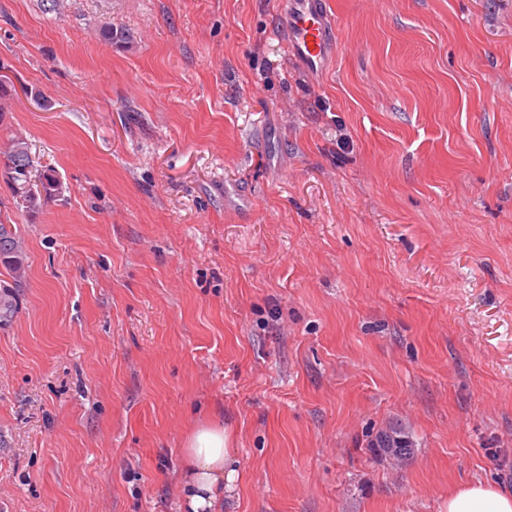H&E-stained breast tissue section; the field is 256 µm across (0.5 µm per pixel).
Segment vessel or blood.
Here are the masks:
<instances>
[{
  "label": "vessel or blood",
  "instance_id": "obj_1",
  "mask_svg": "<svg viewBox=\"0 0 512 512\" xmlns=\"http://www.w3.org/2000/svg\"><path fill=\"white\" fill-rule=\"evenodd\" d=\"M279 32L290 58L309 74L325 72L336 52L329 0H284Z\"/></svg>",
  "mask_w": 512,
  "mask_h": 512
}]
</instances>
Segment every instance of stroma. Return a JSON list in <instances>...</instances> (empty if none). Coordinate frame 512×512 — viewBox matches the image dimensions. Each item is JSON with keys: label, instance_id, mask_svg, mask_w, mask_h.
<instances>
[{"label": "stroma", "instance_id": "obj_1", "mask_svg": "<svg viewBox=\"0 0 512 512\" xmlns=\"http://www.w3.org/2000/svg\"><path fill=\"white\" fill-rule=\"evenodd\" d=\"M0 0V146L62 192L0 218V512H183L220 416L226 512H446L512 481V0ZM119 33L108 41L104 29ZM394 425L404 462L371 441ZM279 32L290 58L308 74L325 72L336 52V20L328 0H285ZM28 267L24 240L13 224H6L0 218V277L4 276L10 281L0 279V323L10 321L16 313L17 295L14 288H24ZM232 435L224 421L198 424L184 440L181 493L188 512H223L239 478Z\"/></svg>", "mask_w": 512, "mask_h": 512}]
</instances>
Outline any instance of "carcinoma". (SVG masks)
<instances>
[{
    "instance_id": "cac0c4a2",
    "label": "carcinoma",
    "mask_w": 512,
    "mask_h": 512,
    "mask_svg": "<svg viewBox=\"0 0 512 512\" xmlns=\"http://www.w3.org/2000/svg\"><path fill=\"white\" fill-rule=\"evenodd\" d=\"M3 158L0 178L8 185L16 208L35 213L42 200L60 193L61 183L51 169L40 173V188L34 187L32 176L36 164L25 138L17 135L10 138ZM27 271L24 240L13 225L0 220V277L9 279L6 284L0 283V323L10 321L16 313L15 289L24 287ZM379 441L383 451L396 459H404L413 451L411 442L402 434L384 432Z\"/></svg>"
}]
</instances>
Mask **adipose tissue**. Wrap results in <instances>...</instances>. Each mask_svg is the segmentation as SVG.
Here are the masks:
<instances>
[{"mask_svg":"<svg viewBox=\"0 0 512 512\" xmlns=\"http://www.w3.org/2000/svg\"><path fill=\"white\" fill-rule=\"evenodd\" d=\"M232 435L222 420L198 424L184 440L181 493L187 512H224L239 478ZM447 512H512V489L491 483L455 487Z\"/></svg>","mask_w":512,"mask_h":512,"instance_id":"ef3b65f1","label":"adipose tissue"}]
</instances>
